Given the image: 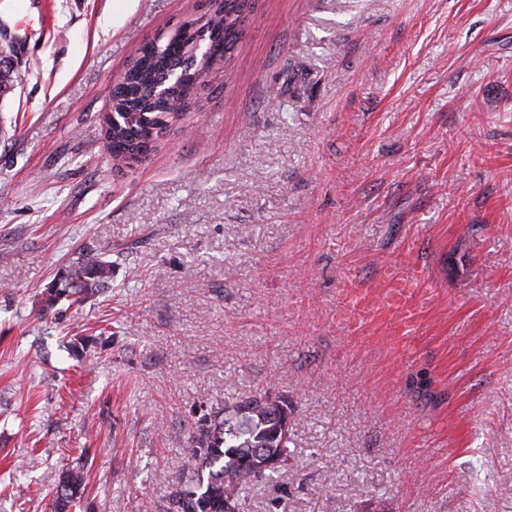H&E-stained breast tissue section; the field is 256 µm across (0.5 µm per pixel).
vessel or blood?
<instances>
[{"instance_id":"b4317fda","label":"vessel or blood","mask_w":512,"mask_h":512,"mask_svg":"<svg viewBox=\"0 0 512 512\" xmlns=\"http://www.w3.org/2000/svg\"><path fill=\"white\" fill-rule=\"evenodd\" d=\"M438 296L421 264L403 258L382 266L377 287H366L352 276L343 278L337 290V318L352 332L388 326L393 347L412 353L423 341V316Z\"/></svg>"}]
</instances>
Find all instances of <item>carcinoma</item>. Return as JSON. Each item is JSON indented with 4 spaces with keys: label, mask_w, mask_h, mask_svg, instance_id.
<instances>
[{
    "label": "carcinoma",
    "mask_w": 512,
    "mask_h": 512,
    "mask_svg": "<svg viewBox=\"0 0 512 512\" xmlns=\"http://www.w3.org/2000/svg\"><path fill=\"white\" fill-rule=\"evenodd\" d=\"M248 9L249 0H215L204 21L187 20L138 46L111 91L109 109L124 117L117 125L112 114L103 117L112 160L125 161L166 134L178 108L196 99L202 72L232 56ZM59 279L46 288L47 300L80 302L108 286L112 264L90 256L69 265ZM266 395L235 398L197 420L184 449L196 478L174 493L173 512H228V502L239 509L252 486L279 475L288 461L290 434L283 433L275 413L256 411L255 403ZM81 487L79 472H63L54 512H68Z\"/></svg>",
    "instance_id": "1"
}]
</instances>
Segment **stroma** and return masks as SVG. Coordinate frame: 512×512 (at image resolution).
<instances>
[{
    "label": "stroma",
    "instance_id": "obj_1",
    "mask_svg": "<svg viewBox=\"0 0 512 512\" xmlns=\"http://www.w3.org/2000/svg\"><path fill=\"white\" fill-rule=\"evenodd\" d=\"M0 0V512H169L197 407L287 396L243 512H512V0H252L150 156L101 126L145 40L209 0ZM112 283L46 307L63 268ZM415 254V354L336 320ZM85 339L84 348L73 349ZM82 476L78 471L68 469L62 473L55 498L54 512H68L82 487Z\"/></svg>",
    "mask_w": 512,
    "mask_h": 512
}]
</instances>
